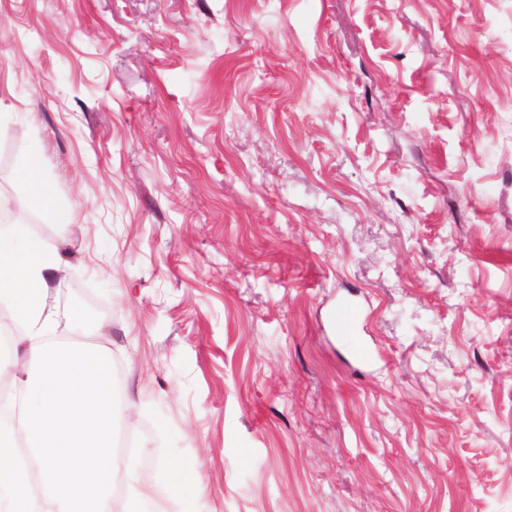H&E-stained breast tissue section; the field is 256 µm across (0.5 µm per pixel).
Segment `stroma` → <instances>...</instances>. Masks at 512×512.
<instances>
[{
    "instance_id": "stroma-1",
    "label": "stroma",
    "mask_w": 512,
    "mask_h": 512,
    "mask_svg": "<svg viewBox=\"0 0 512 512\" xmlns=\"http://www.w3.org/2000/svg\"><path fill=\"white\" fill-rule=\"evenodd\" d=\"M0 200L168 512H512V0H0ZM16 177L25 188L28 201L33 207L43 210L55 207L54 193L39 156L29 153L18 167ZM361 311L350 303H340L331 311V323L336 336L350 339L354 347L355 358L360 362H370L371 352L355 338Z\"/></svg>"
}]
</instances>
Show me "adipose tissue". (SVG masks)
<instances>
[{
	"label": "adipose tissue",
	"instance_id": "adipose-tissue-1",
	"mask_svg": "<svg viewBox=\"0 0 512 512\" xmlns=\"http://www.w3.org/2000/svg\"><path fill=\"white\" fill-rule=\"evenodd\" d=\"M29 203L55 206L36 154L16 171ZM56 249L22 224L0 225V304L28 344L24 363H0L19 407L15 428L0 430V512H115V488L133 473L118 456L121 429L107 349L58 340L52 283Z\"/></svg>",
	"mask_w": 512,
	"mask_h": 512
}]
</instances>
